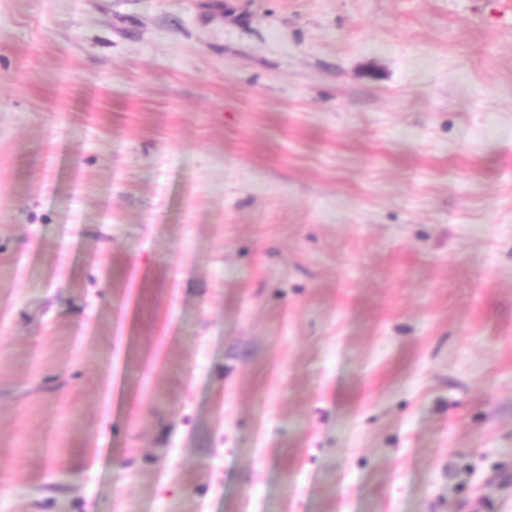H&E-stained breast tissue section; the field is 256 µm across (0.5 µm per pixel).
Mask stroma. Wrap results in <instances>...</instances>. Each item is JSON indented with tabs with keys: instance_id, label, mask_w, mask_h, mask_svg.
Masks as SVG:
<instances>
[{
	"instance_id": "35a3bbf8",
	"label": "stroma",
	"mask_w": 512,
	"mask_h": 512,
	"mask_svg": "<svg viewBox=\"0 0 512 512\" xmlns=\"http://www.w3.org/2000/svg\"><path fill=\"white\" fill-rule=\"evenodd\" d=\"M0 512H512V0H0Z\"/></svg>"
}]
</instances>
